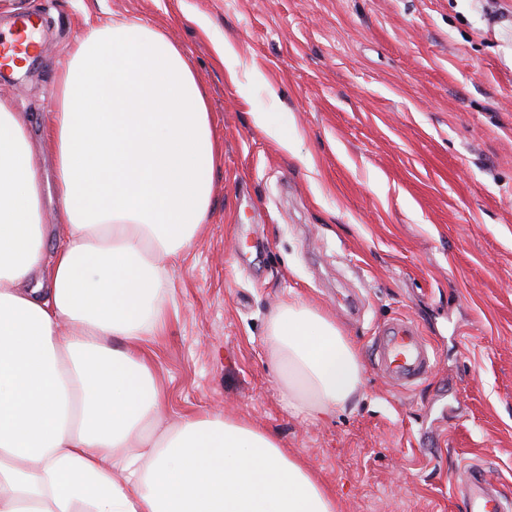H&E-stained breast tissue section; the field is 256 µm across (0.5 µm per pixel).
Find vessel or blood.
I'll use <instances>...</instances> for the list:
<instances>
[{
	"instance_id": "b4317fda",
	"label": "vessel or blood",
	"mask_w": 512,
	"mask_h": 512,
	"mask_svg": "<svg viewBox=\"0 0 512 512\" xmlns=\"http://www.w3.org/2000/svg\"><path fill=\"white\" fill-rule=\"evenodd\" d=\"M381 371L401 388H408L428 377L435 354L416 328L400 319L387 326L378 338ZM454 493L462 498L465 512H512V501L502 497L490 484L479 464H466Z\"/></svg>"
}]
</instances>
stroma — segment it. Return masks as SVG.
I'll list each match as a JSON object with an SVG mask.
<instances>
[{
	"instance_id": "1",
	"label": "stroma",
	"mask_w": 512,
	"mask_h": 512,
	"mask_svg": "<svg viewBox=\"0 0 512 512\" xmlns=\"http://www.w3.org/2000/svg\"><path fill=\"white\" fill-rule=\"evenodd\" d=\"M88 13L162 27L209 94L212 206L146 349L168 413L267 430L337 512H464L449 480L471 460L512 499V0H0V39L18 16L42 23L0 97L28 118L49 218L43 125ZM289 300L336 319L363 360L356 401L318 419L289 409L270 364L268 321ZM399 318L436 354L406 390L373 356Z\"/></svg>"
}]
</instances>
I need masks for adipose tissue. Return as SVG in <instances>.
<instances>
[{
  "instance_id": "ef3b65f1",
  "label": "adipose tissue",
  "mask_w": 512,
  "mask_h": 512,
  "mask_svg": "<svg viewBox=\"0 0 512 512\" xmlns=\"http://www.w3.org/2000/svg\"><path fill=\"white\" fill-rule=\"evenodd\" d=\"M54 84L59 236L27 119L0 98V512H336L265 430L211 410L169 421L143 354L212 202L197 74L163 31L89 19ZM267 344L295 412L358 395L361 356L317 308L281 304Z\"/></svg>"
}]
</instances>
